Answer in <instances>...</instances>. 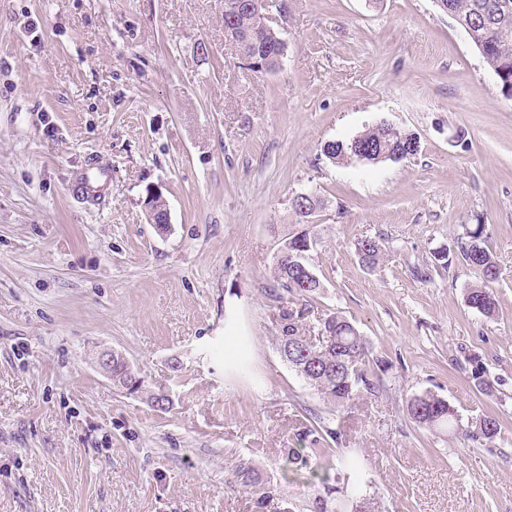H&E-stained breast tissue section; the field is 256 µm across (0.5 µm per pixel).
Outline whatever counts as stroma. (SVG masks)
I'll return each instance as SVG.
<instances>
[{"label": "stroma", "mask_w": 512, "mask_h": 512, "mask_svg": "<svg viewBox=\"0 0 512 512\" xmlns=\"http://www.w3.org/2000/svg\"><path fill=\"white\" fill-rule=\"evenodd\" d=\"M37 23L30 35L28 23ZM277 72L238 64L224 0H0V512H512V98L434 0H287ZM385 121L421 150L335 166L330 141ZM106 169L103 200L71 177ZM337 311L385 370L335 413L343 445L286 471L325 404L275 344V257L301 231ZM160 193L158 231L144 202ZM487 226L498 312L465 303L480 269L435 263ZM387 239L373 268L357 243ZM121 353L167 411L113 387L89 354ZM497 389L479 393L468 357ZM431 391L479 443L410 418ZM248 457L264 492L242 487ZM353 462L340 492L313 472ZM472 430H465V434L472 440L492 441L500 432L498 420L493 416L483 415L471 422Z\"/></svg>", "instance_id": "1"}]
</instances>
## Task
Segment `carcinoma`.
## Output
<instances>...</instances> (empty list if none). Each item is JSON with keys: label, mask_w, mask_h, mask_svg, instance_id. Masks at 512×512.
I'll use <instances>...</instances> for the list:
<instances>
[{"label": "carcinoma", "mask_w": 512, "mask_h": 512, "mask_svg": "<svg viewBox=\"0 0 512 512\" xmlns=\"http://www.w3.org/2000/svg\"><path fill=\"white\" fill-rule=\"evenodd\" d=\"M440 11L452 17L466 32L492 72L503 76L505 84L512 86V0H442ZM255 38L253 54L266 64L264 71L276 70V59L284 56L286 45L274 22L262 18L248 9V0H224V33L236 38ZM415 148L410 131L389 125L375 124L349 141H332L324 145L322 155L334 165L352 163L378 164L395 161L398 156ZM486 226L474 224L465 228L457 238L456 248L461 259L469 266L479 268L484 277L481 284L466 289L467 306L487 318L498 311V301L489 283L497 279V264L486 246ZM317 233L305 229L284 242L292 252H302L304 257L288 266L275 262L276 287L269 295L284 302L278 307L275 341L279 351L286 352V362L305 383L322 395L333 408L351 405L361 394H372L377 388L371 367L382 366L383 361L370 359V351L356 326L341 313H326L318 321L317 329L322 339L308 336L305 315L310 312L314 297L323 285L319 277H312L305 255L313 249ZM386 252L384 239L366 237L358 242L361 263L372 268ZM471 365V379L480 392L491 398L496 388L486 375V370L474 357L466 358ZM112 384L128 394L146 395L157 409L170 403L167 396L151 393L145 381L126 358L118 354L112 359ZM411 419L420 427L433 431L443 426H455L457 412L437 394L425 391L412 395L407 402ZM500 432L498 420L483 415L471 423L465 434L475 441L493 440ZM339 442L340 431L319 421L296 435L297 446L288 449V463L304 461L308 450L323 444L325 438ZM235 476L240 484L258 492L264 491L257 466L243 457L235 465Z\"/></svg>", "instance_id": "carcinoma-1"}]
</instances>
